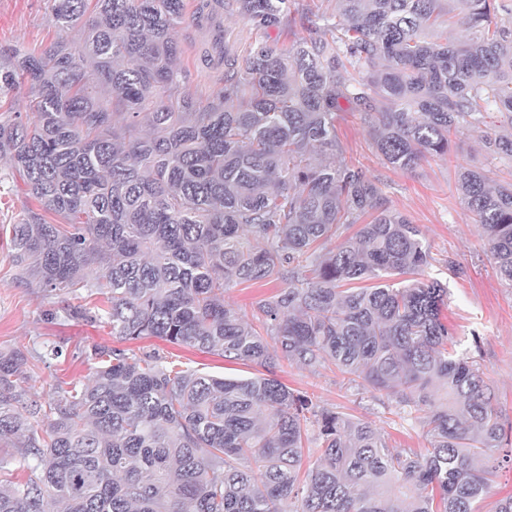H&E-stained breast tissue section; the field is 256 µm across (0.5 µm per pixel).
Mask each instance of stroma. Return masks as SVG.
I'll return each mask as SVG.
<instances>
[{
  "mask_svg": "<svg viewBox=\"0 0 512 512\" xmlns=\"http://www.w3.org/2000/svg\"><path fill=\"white\" fill-rule=\"evenodd\" d=\"M58 31L52 22V0H0V50H31L54 40ZM198 31L182 26L176 33L188 72L186 92L206 100L218 86V71L197 61L192 41ZM338 133L345 156L363 165L380 187L388 208L418 224L430 244L435 261L429 277L448 287L443 317L460 351L477 360L495 390V403L504 425H512V287L502 281L484 246L483 230L462 204L457 191L460 170H494L501 181L512 182V167L492 161L483 146L469 136L450 145L447 157H429L411 171L389 167L376 152L367 126L353 116L339 121ZM42 212L54 222L51 212L25 192L20 178L0 162V348L22 351L36 361L33 391L47 396L60 381H86L94 372L88 354L95 348L116 346L110 325L87 322L82 310L101 304L102 296L66 290L43 292L21 275L13 261L11 228L29 212ZM57 347L60 357L51 364L38 363L46 347ZM144 351L160 353L188 367L218 377L254 376L256 367L227 361L217 354L175 346L158 338L136 343ZM279 379L289 389L310 396L322 406L374 422L381 427L390 447L425 451L429 440L418 422L400 418L387 408L384 394L349 385L335 370H316L298 365L278 369Z\"/></svg>",
  "mask_w": 512,
  "mask_h": 512,
  "instance_id": "35a3bbf8",
  "label": "stroma"
}]
</instances>
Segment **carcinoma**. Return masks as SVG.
<instances>
[{"label": "carcinoma", "mask_w": 512, "mask_h": 512, "mask_svg": "<svg viewBox=\"0 0 512 512\" xmlns=\"http://www.w3.org/2000/svg\"><path fill=\"white\" fill-rule=\"evenodd\" d=\"M291 2L54 0L60 35L0 54V98L26 82L36 110L0 123V160L64 221L13 225L22 274L107 289L102 313L74 314L120 341L267 371L226 379L99 347L88 382L37 401L27 356L0 350V512H481L494 453L512 461L485 373L443 321L448 288L425 277L430 245L340 159L337 133L359 114L400 170L465 132L512 163V135L483 129L485 113L512 114V0ZM226 10L265 38L241 43ZM183 24L203 34L199 60L224 67L204 105L183 90ZM456 25L466 39H442ZM459 191L512 285V183L465 170ZM250 282L283 288L249 319L224 293ZM283 362L384 393L428 453L294 393Z\"/></svg>", "instance_id": "carcinoma-1"}]
</instances>
